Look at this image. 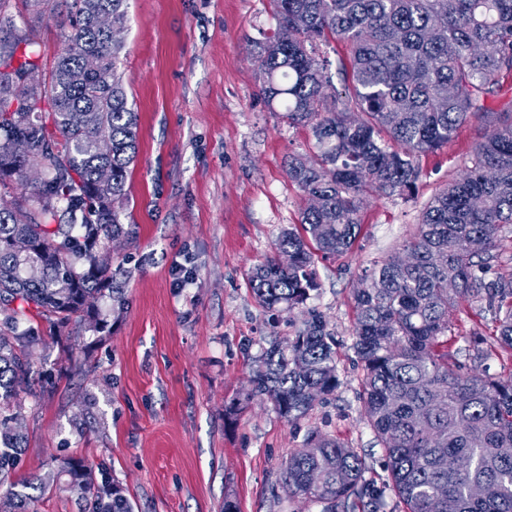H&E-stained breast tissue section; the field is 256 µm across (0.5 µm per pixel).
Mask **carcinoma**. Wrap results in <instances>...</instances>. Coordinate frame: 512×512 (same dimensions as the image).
<instances>
[{"instance_id":"carcinoma-1","label":"carcinoma","mask_w":512,"mask_h":512,"mask_svg":"<svg viewBox=\"0 0 512 512\" xmlns=\"http://www.w3.org/2000/svg\"><path fill=\"white\" fill-rule=\"evenodd\" d=\"M0 0V512H37L46 494L84 500L89 512H133L122 488L82 462L57 464L25 484L12 480L25 442L30 347L75 326L102 333L96 302L124 308L121 267L101 258L130 235L122 216L137 154L138 114L118 72L123 41L94 27L102 11L125 28L127 0H25L40 19L61 14L67 47L49 80L38 75L28 21ZM278 34L256 57L262 93L288 124L311 129L314 153L288 157L287 175L319 205L276 238V255L249 283L272 312L306 307L303 328L260 358L248 396H264L293 423L338 385L336 342L322 312L315 256L347 253L364 197H409L420 154L447 145L473 119L494 127L470 166L439 190L402 252L365 272L355 289L353 349L363 370L366 423L384 449L389 481L366 478V459L313 430L281 465L282 484L323 512H379L390 490L405 512H512V379L463 371L448 347V312L486 301L494 341L512 350V272L498 242L512 225V109L486 105L512 72V0H272ZM350 50L352 83L340 95L317 48ZM97 66H85V56ZM291 263L282 267L277 255ZM466 455L464 472L445 460ZM480 483L484 494L470 495ZM443 503L433 500L434 494Z\"/></svg>"}]
</instances>
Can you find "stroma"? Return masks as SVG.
Returning <instances> with one entry per match:
<instances>
[{
    "label": "stroma",
    "instance_id": "35a3bbf8",
    "mask_svg": "<svg viewBox=\"0 0 512 512\" xmlns=\"http://www.w3.org/2000/svg\"><path fill=\"white\" fill-rule=\"evenodd\" d=\"M277 30L270 0H129L121 72L138 114V153L125 218L133 232L113 254L124 310L108 333H73L70 375L29 398L15 479L68 455L119 484L134 512H222L228 499L237 512H321L288 496L280 477L316 430L355 448L369 478L386 482L382 447L363 418L353 291L414 234L429 199L463 172L489 128L471 121L420 155L415 196L367 198L352 248L316 260L310 304L339 344L338 386L288 423L269 402L244 399L264 348L293 337L305 317L297 308L272 323L248 281L307 204L285 161L311 152L312 133L270 110L253 55L254 42ZM35 41L46 79L66 46L60 21L36 22ZM177 265L193 271V285L175 287ZM449 320L463 370L512 378L511 351L473 345V333L493 331L484 303H461ZM235 402L237 415L227 417ZM84 407L90 426L80 436L71 420Z\"/></svg>",
    "mask_w": 512,
    "mask_h": 512
}]
</instances>
